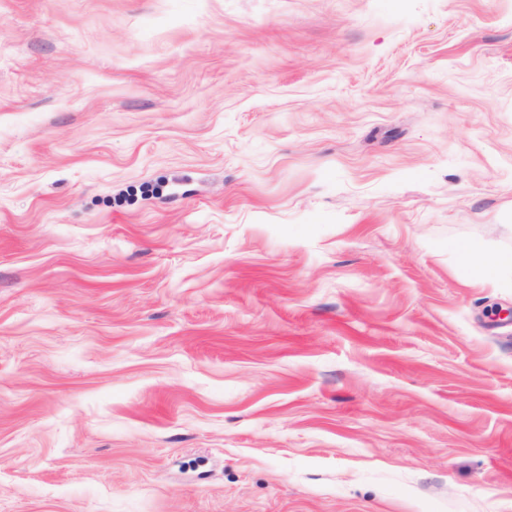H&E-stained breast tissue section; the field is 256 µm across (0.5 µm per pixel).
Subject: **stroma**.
<instances>
[{
  "label": "stroma",
  "mask_w": 512,
  "mask_h": 512,
  "mask_svg": "<svg viewBox=\"0 0 512 512\" xmlns=\"http://www.w3.org/2000/svg\"><path fill=\"white\" fill-rule=\"evenodd\" d=\"M512 0H0V512H512ZM451 249L465 266L478 268L484 282L494 283L506 275L512 281V251H484L468 242H455Z\"/></svg>",
  "instance_id": "35a3bbf8"
}]
</instances>
